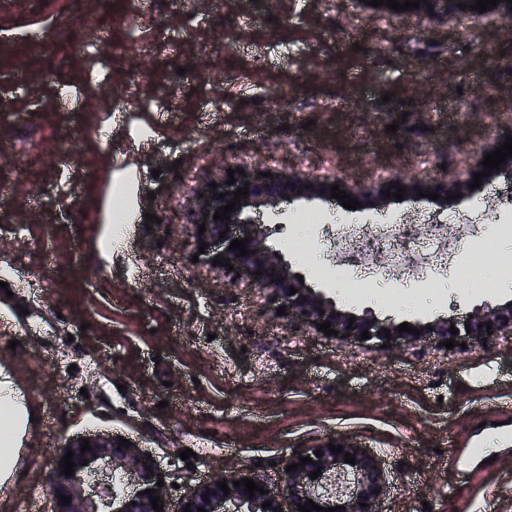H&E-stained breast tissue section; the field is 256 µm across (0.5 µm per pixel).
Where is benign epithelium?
<instances>
[{
	"label": "benign epithelium",
	"instance_id": "obj_1",
	"mask_svg": "<svg viewBox=\"0 0 512 512\" xmlns=\"http://www.w3.org/2000/svg\"><path fill=\"white\" fill-rule=\"evenodd\" d=\"M471 4L474 0H427L420 5V10L433 12V17L441 22H448L455 14L462 12L458 3ZM502 19V29L512 38V5L502 2L488 10ZM482 167V160H477L473 166L458 176L446 180L419 181L406 180L399 177L390 182L371 184L338 179L331 181L311 180L299 173L284 175L279 171L260 165L242 163L225 164L208 172L184 198V210L187 224L190 226V238L193 254L198 256V262L209 271L224 275V285L237 288L247 280L257 288L272 306L277 309L285 307L286 315L282 319L288 329V335L295 336L299 332L322 336L317 324L331 322V328L338 331L337 338L341 341L360 342L361 332L370 334L367 342L378 346L390 342L391 348L399 350L420 351L426 347L437 350L445 349L442 342L455 339L459 345L456 351H462L460 343L467 348L487 343L494 345L500 342L512 344V303L505 301L499 304L482 303L473 306L462 317L438 318L430 322L416 321L411 326L420 330V334L398 332V324L391 321L375 319V313L364 309L357 313L339 306L336 300L321 291H316L298 279L299 272L281 255H275L267 244V228L255 217L248 215L245 208L259 209L275 207L286 196L309 198L320 192H331V185L338 184L344 194L360 193L362 195L381 197V190L392 186L393 192L407 189L409 193L433 192L443 198L459 193L465 197L468 194V180L475 169ZM243 170L234 173L236 183L227 184L229 180L227 169ZM269 172L273 177H264L262 173ZM216 183L217 187L210 186ZM249 187L247 198L235 205L228 220H214L218 208L233 200L238 188ZM224 197H218V194ZM205 225L206 231L199 232V225ZM250 239L246 249L250 253L242 256L240 250L229 249L234 239ZM208 244L204 253H199L201 243ZM229 259L233 270L221 265H213L215 256ZM262 275H256V272ZM297 289L290 294V288ZM491 323V331H486L484 324ZM455 325L457 334L450 332V325ZM433 330H428V327ZM390 330V336H385V330ZM89 440L91 449L81 452V444ZM334 446H343V451L336 453L330 450L328 444H315L299 453L288 457L284 465L300 463V457H310L307 463L292 472H282L280 484L276 485L260 479L244 464H241L222 476L202 480L191 487L180 498L176 512H184L185 504H190V512H197L201 507L207 512H298V505H303L311 499L319 506L341 507L339 512H379L380 502L389 492V478L384 467L383 459L373 450L359 443L345 439L333 442ZM321 451V456L314 454ZM74 451L73 462L76 464L74 475L66 476L61 473L59 463L67 451ZM355 457L356 464L344 462V454ZM88 464H83V461ZM105 462L112 467V473L119 474V479L102 488L101 496L108 500L110 512H156L150 503L148 489L156 490L160 496L163 510L171 512L170 499L166 487H158V480L164 478L163 472L155 465L148 455L135 444L128 447L121 445L119 437L110 434H90L79 437L62 448L54 462V475L51 482L53 494L61 493L71 498V503L65 505L55 501V512H99L94 502L82 493L85 477L95 471L98 464ZM151 466L153 472L145 470ZM322 467L317 479H310L317 467ZM243 478H251L268 490L266 494L254 493L248 498L244 486L236 487L234 482ZM225 480L230 494H225L216 483ZM135 486V491H127V486ZM266 501L271 502L268 509L262 507Z\"/></svg>",
	"mask_w": 512,
	"mask_h": 512
}]
</instances>
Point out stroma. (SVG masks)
Masks as SVG:
<instances>
[{
	"mask_svg": "<svg viewBox=\"0 0 512 512\" xmlns=\"http://www.w3.org/2000/svg\"><path fill=\"white\" fill-rule=\"evenodd\" d=\"M499 25L361 19L348 0H0V385L20 400L0 512H54L58 448L101 432L150 453L174 502L224 468L274 478L289 456L348 438L386 462L383 512H512V345L414 352L288 335L257 289L193 263L183 209L234 158L367 183L472 163L512 134ZM57 27L69 45L32 37ZM382 220L450 222L462 241L448 264L407 279L381 264L352 292L364 262L337 252L336 230ZM265 222L312 288L355 311L430 321L512 299V235L493 231L512 225L507 162L444 205L287 201ZM300 237L313 243L304 260ZM480 446L495 461L474 457Z\"/></svg>",
	"mask_w": 512,
	"mask_h": 512,
	"instance_id": "35a3bbf8",
	"label": "stroma"
}]
</instances>
